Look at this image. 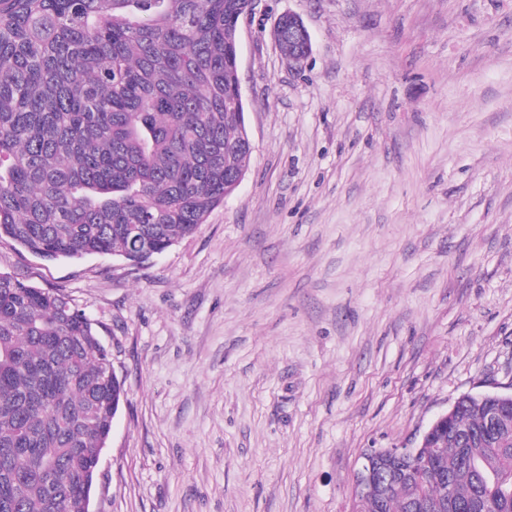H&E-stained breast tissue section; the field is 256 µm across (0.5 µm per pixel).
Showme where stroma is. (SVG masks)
I'll list each match as a JSON object with an SVG mask.
<instances>
[{"label":"stroma","instance_id":"obj_1","mask_svg":"<svg viewBox=\"0 0 512 512\" xmlns=\"http://www.w3.org/2000/svg\"><path fill=\"white\" fill-rule=\"evenodd\" d=\"M238 42L254 150L194 235L138 265L0 243L123 382L93 512H352L367 449L512 390V0H257ZM282 16L278 19V21L273 29V32L275 31L277 24L280 20L279 25H278L280 28V31L278 33L277 42H278V46H279L282 54L284 55V57L287 60H288V56L294 57V56L303 54L305 51V47H306V42L302 37L296 36L295 40L292 42H289V43H288V38L295 32V30H299L301 33H306L308 36L310 47H309V50H308L306 56L304 58H302L300 60V62H298L301 64L309 56L310 51H311V42H310L309 32H308L303 20L299 16L292 14V13H288V15H285L283 17ZM289 24L292 26V28L288 27ZM288 63H290V62L288 61ZM298 63L295 64V62H292L290 64L297 66V65H300Z\"/></svg>","mask_w":512,"mask_h":512}]
</instances>
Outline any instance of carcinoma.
<instances>
[{
    "label": "carcinoma",
    "instance_id": "obj_1",
    "mask_svg": "<svg viewBox=\"0 0 512 512\" xmlns=\"http://www.w3.org/2000/svg\"><path fill=\"white\" fill-rule=\"evenodd\" d=\"M248 0H0V241L139 259L191 236L248 170L234 38ZM282 54L304 53L279 22ZM122 384L94 321L0 273V512H80ZM469 394L423 471L354 512H512V402Z\"/></svg>",
    "mask_w": 512,
    "mask_h": 512
}]
</instances>
